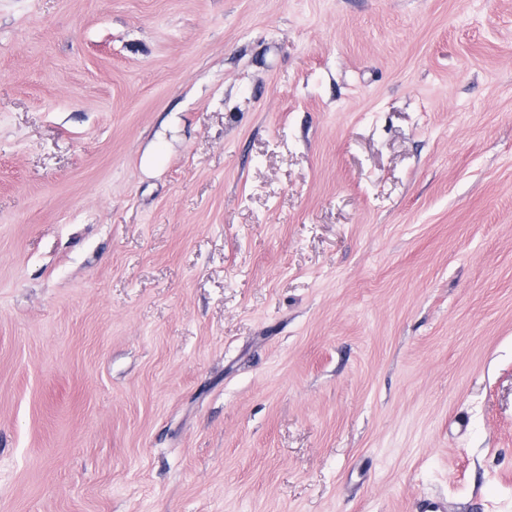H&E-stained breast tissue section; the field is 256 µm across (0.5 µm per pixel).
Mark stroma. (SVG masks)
I'll return each mask as SVG.
<instances>
[{
	"label": "stroma",
	"instance_id": "1",
	"mask_svg": "<svg viewBox=\"0 0 512 512\" xmlns=\"http://www.w3.org/2000/svg\"><path fill=\"white\" fill-rule=\"evenodd\" d=\"M428 498L512 512V0H0V512Z\"/></svg>",
	"mask_w": 512,
	"mask_h": 512
}]
</instances>
